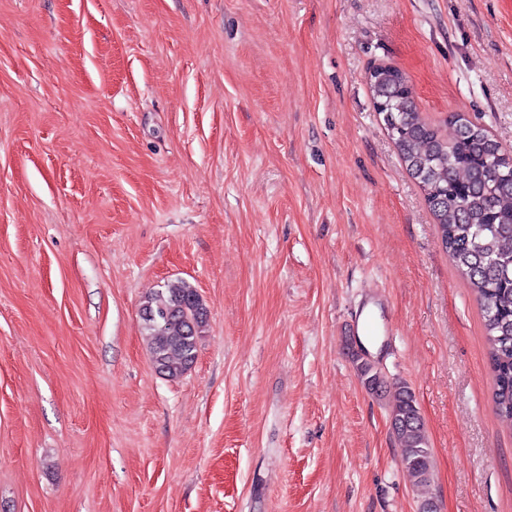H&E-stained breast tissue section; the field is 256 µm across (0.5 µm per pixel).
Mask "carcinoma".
<instances>
[{"mask_svg":"<svg viewBox=\"0 0 512 512\" xmlns=\"http://www.w3.org/2000/svg\"><path fill=\"white\" fill-rule=\"evenodd\" d=\"M369 86L399 156L421 184L442 246L481 306L493 408L512 426V161L485 129L458 114L449 116L450 137L426 122L400 69L377 67ZM141 318L156 369L182 376L195 362L207 320L199 293L185 281L169 282L147 295ZM349 354L366 390L395 401L391 425L403 466L418 483L430 482L432 449L410 387L388 382L359 351Z\"/></svg>","mask_w":512,"mask_h":512,"instance_id":"cac0c4a2","label":"carcinoma"}]
</instances>
